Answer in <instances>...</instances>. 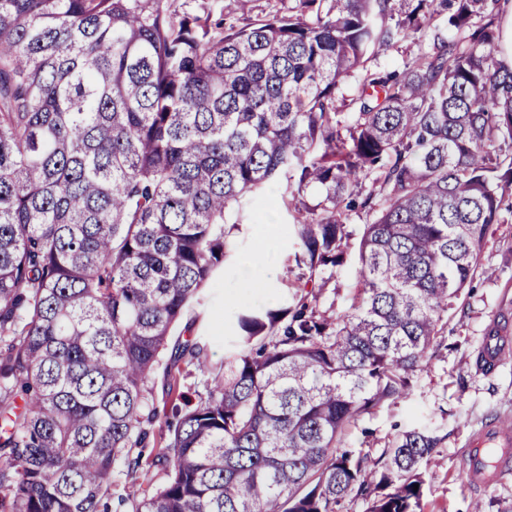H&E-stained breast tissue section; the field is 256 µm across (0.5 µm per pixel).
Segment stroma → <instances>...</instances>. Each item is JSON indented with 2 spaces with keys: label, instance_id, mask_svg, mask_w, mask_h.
I'll list each match as a JSON object with an SVG mask.
<instances>
[{
  "label": "stroma",
  "instance_id": "obj_1",
  "mask_svg": "<svg viewBox=\"0 0 512 512\" xmlns=\"http://www.w3.org/2000/svg\"><path fill=\"white\" fill-rule=\"evenodd\" d=\"M249 211L248 221L233 233L241 249L226 260L199 304L182 319L187 337L207 339L214 366L224 360L225 338L235 334L227 312L282 305L296 290L287 268L297 244L283 232L288 214L282 200L256 195ZM260 243L269 259L261 272L247 264ZM480 263L492 270V277L476 276L449 310L448 323L408 395L374 409L346 438L351 447L375 459L404 431L424 423L431 426L440 443L422 467V512H512V477L480 493L461 472V456L472 431L512 415V356L493 372L477 362L491 322L512 334V210H502L483 245Z\"/></svg>",
  "mask_w": 512,
  "mask_h": 512
}]
</instances>
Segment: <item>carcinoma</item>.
I'll list each match as a JSON object with an SVG mask.
<instances>
[{
    "label": "carcinoma",
    "instance_id": "cac0c4a2",
    "mask_svg": "<svg viewBox=\"0 0 512 512\" xmlns=\"http://www.w3.org/2000/svg\"><path fill=\"white\" fill-rule=\"evenodd\" d=\"M294 2L239 27L224 0H0V512L114 494L128 512H420L433 432L375 461L344 437L408 394L512 188L502 4ZM413 36L427 49L400 70L365 68ZM273 186L297 291L239 311L216 371L206 340L173 336ZM359 208L338 315L319 302ZM160 370L175 422L154 486L140 449Z\"/></svg>",
    "mask_w": 512,
    "mask_h": 512
}]
</instances>
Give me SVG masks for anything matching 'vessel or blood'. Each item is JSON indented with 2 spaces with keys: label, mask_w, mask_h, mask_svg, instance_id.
Wrapping results in <instances>:
<instances>
[{
  "label": "vessel or blood",
  "mask_w": 512,
  "mask_h": 512,
  "mask_svg": "<svg viewBox=\"0 0 512 512\" xmlns=\"http://www.w3.org/2000/svg\"><path fill=\"white\" fill-rule=\"evenodd\" d=\"M512 354V341L498 325H491L480 351L486 370H495ZM462 470L476 490H484L512 473V422L495 420L478 430L465 451Z\"/></svg>",
  "instance_id": "obj_1"
}]
</instances>
